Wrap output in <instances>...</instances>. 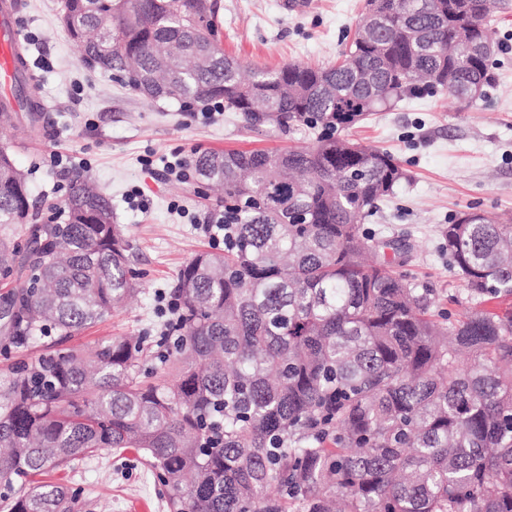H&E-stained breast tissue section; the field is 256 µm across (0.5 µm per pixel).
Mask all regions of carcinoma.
Listing matches in <instances>:
<instances>
[{"instance_id": "cac0c4a2", "label": "carcinoma", "mask_w": 512, "mask_h": 512, "mask_svg": "<svg viewBox=\"0 0 512 512\" xmlns=\"http://www.w3.org/2000/svg\"><path fill=\"white\" fill-rule=\"evenodd\" d=\"M394 21L355 32L335 62L277 69L219 54L168 72L175 100L206 99L260 123L322 127L288 150L202 151L198 174L224 186V252H200L176 278L180 309L161 351L111 337L70 344L140 291L133 245L112 200L73 174L64 220L43 219L15 146L0 143V512H83L82 492L44 477L133 450L169 512H512V224L448 225L467 282L456 315L387 258L363 228L408 178L389 152L339 134L403 98L446 94L466 106L491 85V57H448L450 0H371ZM489 41L493 0H468ZM60 18L94 69L141 92L165 44L189 62L218 39L211 0H60ZM33 77L17 96L36 122ZM206 89L205 97L199 96ZM299 209L304 224H290ZM40 340L42 352L23 351ZM27 484L14 492L15 480Z\"/></svg>"}]
</instances>
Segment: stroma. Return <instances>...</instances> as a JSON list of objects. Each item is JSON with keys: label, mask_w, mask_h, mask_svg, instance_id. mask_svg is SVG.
<instances>
[{"label": "stroma", "mask_w": 512, "mask_h": 512, "mask_svg": "<svg viewBox=\"0 0 512 512\" xmlns=\"http://www.w3.org/2000/svg\"><path fill=\"white\" fill-rule=\"evenodd\" d=\"M215 24L226 55L242 65L275 69L301 62L324 66L345 50L365 0H215ZM492 24L493 83L476 104L441 94L404 98L344 130L346 137L390 152L407 171L380 210L364 222L380 239L411 245L405 269L435 288L440 301L463 296L467 285L449 260L446 232L465 211L512 217V0ZM18 34L36 61L41 93L50 106L36 129L0 127V141L19 146L15 160L27 172L43 216L62 206L74 171L82 170L112 197L115 223L134 245L144 285L129 306L85 329L75 342L91 347L115 336L160 338L159 295L170 292L180 267L212 244L201 224L220 211L222 196L196 173L177 180L162 173L171 153L285 149L313 141L311 130L249 129L235 113L198 118V103L154 102L116 76L86 68L60 20V0H22ZM152 156L145 169L142 156ZM140 186L148 209L129 204ZM81 489L86 512H168L164 491L134 452L75 462L58 474Z\"/></svg>", "instance_id": "1"}]
</instances>
